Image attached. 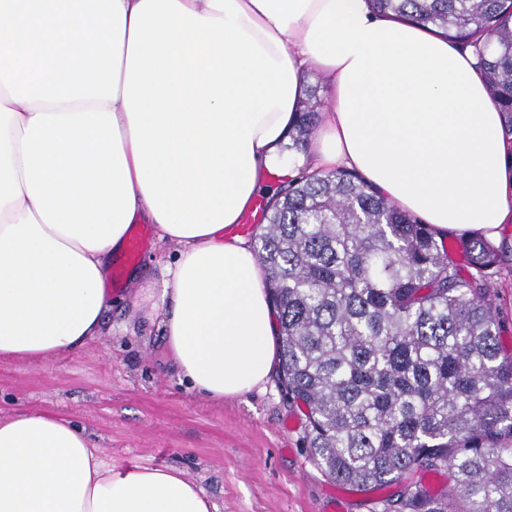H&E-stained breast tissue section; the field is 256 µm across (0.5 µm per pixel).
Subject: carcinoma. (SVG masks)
<instances>
[{"instance_id":"obj_1","label":"carcinoma","mask_w":512,"mask_h":512,"mask_svg":"<svg viewBox=\"0 0 512 512\" xmlns=\"http://www.w3.org/2000/svg\"><path fill=\"white\" fill-rule=\"evenodd\" d=\"M474 46L512 140L506 0H370ZM317 122L306 108L292 148ZM253 248L279 326V379L306 409L305 444L337 484L399 490L395 512H512V359L501 357L491 270L500 250L447 241L347 169L302 174L266 204ZM448 472L434 490L425 476Z\"/></svg>"}]
</instances>
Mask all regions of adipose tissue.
Masks as SVG:
<instances>
[{
    "label": "adipose tissue",
    "mask_w": 512,
    "mask_h": 512,
    "mask_svg": "<svg viewBox=\"0 0 512 512\" xmlns=\"http://www.w3.org/2000/svg\"><path fill=\"white\" fill-rule=\"evenodd\" d=\"M328 82L289 151L304 72ZM346 168L441 236L512 223V142L471 48L368 0H0V359L101 335L132 225L175 245L161 319L221 401L278 368L240 223L270 177ZM0 512H216L175 466L115 467L70 420L0 418Z\"/></svg>",
    "instance_id": "1"
}]
</instances>
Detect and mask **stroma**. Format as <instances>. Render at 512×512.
Masks as SVG:
<instances>
[{
    "label": "stroma",
    "mask_w": 512,
    "mask_h": 512,
    "mask_svg": "<svg viewBox=\"0 0 512 512\" xmlns=\"http://www.w3.org/2000/svg\"><path fill=\"white\" fill-rule=\"evenodd\" d=\"M491 282L512 353V228ZM172 247L151 241L136 262L113 259L125 286L112 294L102 336L82 349L31 361L0 360V417L54 412L84 428L118 466L175 465L218 512H381L378 494L339 487L312 460L307 419L278 378L238 398L191 391L162 331V267Z\"/></svg>",
    "instance_id": "1"
}]
</instances>
